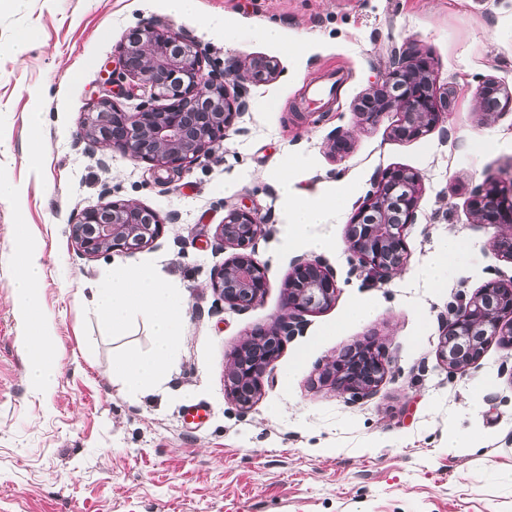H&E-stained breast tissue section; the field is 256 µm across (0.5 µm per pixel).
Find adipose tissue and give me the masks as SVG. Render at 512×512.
I'll use <instances>...</instances> for the list:
<instances>
[{
    "label": "adipose tissue",
    "mask_w": 512,
    "mask_h": 512,
    "mask_svg": "<svg viewBox=\"0 0 512 512\" xmlns=\"http://www.w3.org/2000/svg\"><path fill=\"white\" fill-rule=\"evenodd\" d=\"M288 165L276 173L284 217L282 244L288 248L306 246L321 254L336 248L329 235L315 234L314 229L325 223L331 212L348 206L354 191L348 181L339 180L308 190L300 188ZM17 274L14 296L20 313L30 324L27 342L31 358L26 369L29 384L36 389L51 387L58 374L54 360L56 338L52 326L33 313L37 301L36 286L44 274L42 252L32 245L26 226L18 228ZM89 306L113 332H123L141 313L149 315L154 345L150 356L128 351L113 358V380L122 383L134 395L159 387L167 378L178 356L187 309L182 289L164 284L148 265L116 267L89 290Z\"/></svg>",
    "instance_id": "obj_1"
}]
</instances>
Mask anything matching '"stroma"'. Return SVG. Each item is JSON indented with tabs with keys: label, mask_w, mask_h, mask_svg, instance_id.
Wrapping results in <instances>:
<instances>
[{
	"label": "stroma",
	"mask_w": 512,
	"mask_h": 512,
	"mask_svg": "<svg viewBox=\"0 0 512 512\" xmlns=\"http://www.w3.org/2000/svg\"><path fill=\"white\" fill-rule=\"evenodd\" d=\"M151 19L193 37L206 70L254 56L279 66L273 79L248 86L245 113L212 156L172 182L77 137L120 44ZM267 23L280 26L282 43L258 37ZM21 30L34 40L18 56ZM397 51L427 54L437 93L448 99L442 122L414 140L393 137L397 112L373 123L355 117ZM489 77L512 89V0H198L197 12L182 17L166 0L1 4L0 136L11 149L0 152V172L22 193L0 200V512H512V348L491 341L456 372L438 357L443 320L488 282L512 283V261L493 246L512 230L475 224L470 211L487 175L512 183V107L480 114ZM34 110L44 114L38 129L27 122ZM336 133L347 136L348 153L330 152ZM293 157L305 160L302 187L345 179L355 190L353 207L319 227L339 244L326 256L336 300L284 342L244 413L225 391V365L247 335L284 311V284L301 251L281 244L275 172ZM395 166L422 181L407 265L386 283L350 275L353 208ZM113 200L156 211L163 235L129 254L83 255L72 223ZM244 201L266 221L255 257L267 288L239 312L211 278L228 256L216 228L228 206ZM19 224L43 252L38 314L54 328L60 366L47 390L25 376L26 323L13 293ZM451 235L465 242V257L445 287L431 288L420 269ZM148 264L184 290L188 308L167 381L132 397L109 366L123 351L150 352L149 318L137 316L116 336L85 297L113 267ZM360 301L375 304L372 320L325 335ZM367 341L389 363L374 394L354 397L321 381L328 364ZM294 364L295 379L284 384ZM485 381L489 389L474 398ZM199 406L206 418L188 423L187 410ZM452 425L478 432L479 446L449 448Z\"/></svg>",
	"instance_id": "stroma-1"
}]
</instances>
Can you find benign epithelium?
<instances>
[{"mask_svg":"<svg viewBox=\"0 0 512 512\" xmlns=\"http://www.w3.org/2000/svg\"><path fill=\"white\" fill-rule=\"evenodd\" d=\"M205 56L190 37L170 33L160 20L138 26L119 52V70H110L106 84L129 78L148 99L133 111L125 110L111 95L101 97L80 124L77 136L91 146H112L136 161L180 174L207 157L217 138L246 110L247 85L276 75V65L260 58L247 65L234 64L225 71L205 72ZM232 82L228 93L226 82ZM400 94L378 92L357 112L361 122H374L383 114L401 115L394 135L417 139L442 119L428 58L402 54L393 62L383 82ZM482 97L507 92L495 79H486ZM167 101L162 107L154 102ZM422 192L420 176L402 167L385 170L375 190L357 208L349 222V247L358 259L353 271H366L381 282L401 273L408 257L405 230L415 223ZM473 223L512 224V188L490 178L479 186L470 202ZM264 220L242 203L229 209L217 236L234 253L214 275L211 288L234 310H245L262 297L266 269L254 258L257 240L264 235ZM164 231L160 216L133 201H111L82 211L71 225V235L83 255L130 253L152 245ZM337 284L333 270L320 257H297L285 283L286 313L267 330L249 335L232 352L227 366L226 390L247 412L261 393L268 365L280 353L283 340L302 331L304 317L331 306ZM512 346V285L487 283L453 318L442 325L439 358L450 371L473 365L492 339ZM357 355L375 364L377 374L368 381L351 377L356 365L336 359L322 373L339 390L362 397L373 394L384 381L388 366L371 343L352 347Z\"/></svg>","mask_w":512,"mask_h":512,"instance_id":"obj_1","label":"benign epithelium"}]
</instances>
